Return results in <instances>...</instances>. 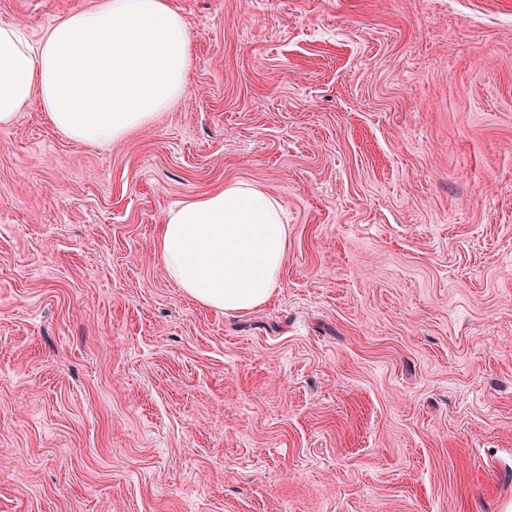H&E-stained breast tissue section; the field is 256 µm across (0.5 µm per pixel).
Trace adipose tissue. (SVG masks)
Wrapping results in <instances>:
<instances>
[{
  "label": "adipose tissue",
  "mask_w": 512,
  "mask_h": 512,
  "mask_svg": "<svg viewBox=\"0 0 512 512\" xmlns=\"http://www.w3.org/2000/svg\"><path fill=\"white\" fill-rule=\"evenodd\" d=\"M192 29L169 0H94L30 47L0 24V127L40 106L71 140L102 145L150 125L183 93ZM264 187L232 181L169 210L155 250L193 301L227 313L268 303L288 257V226Z\"/></svg>",
  "instance_id": "ef3b65f1"
}]
</instances>
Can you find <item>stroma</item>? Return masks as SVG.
<instances>
[{
    "label": "stroma",
    "mask_w": 512,
    "mask_h": 512,
    "mask_svg": "<svg viewBox=\"0 0 512 512\" xmlns=\"http://www.w3.org/2000/svg\"><path fill=\"white\" fill-rule=\"evenodd\" d=\"M172 2L151 126L0 128V512H512V0ZM229 181L288 224L244 314L154 249Z\"/></svg>",
    "instance_id": "obj_1"
}]
</instances>
